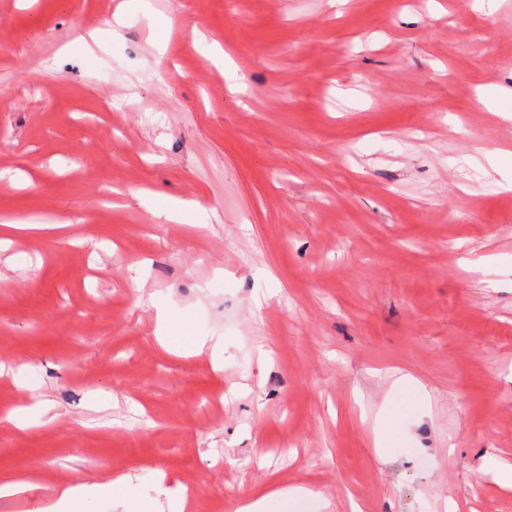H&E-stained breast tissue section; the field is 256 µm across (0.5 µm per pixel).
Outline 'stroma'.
Listing matches in <instances>:
<instances>
[{
    "label": "stroma",
    "instance_id": "obj_1",
    "mask_svg": "<svg viewBox=\"0 0 512 512\" xmlns=\"http://www.w3.org/2000/svg\"><path fill=\"white\" fill-rule=\"evenodd\" d=\"M151 3L0 0V170L44 188L0 179V221L70 237L0 252V410L50 405L0 422V476L38 469L0 512L106 473L194 512L273 483L512 512V0ZM156 193L213 215L159 223ZM161 306L222 371L161 345ZM38 404H33L31 407L23 409L17 408L8 412H3L0 415V421H8L21 429L29 428L36 425L38 421ZM164 477H159L155 491L158 497H163L167 502L169 512H186L192 509L191 498L186 487L177 484L166 486L163 483Z\"/></svg>",
    "mask_w": 512,
    "mask_h": 512
}]
</instances>
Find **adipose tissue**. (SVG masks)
Here are the masks:
<instances>
[{
	"label": "adipose tissue",
	"mask_w": 512,
	"mask_h": 512,
	"mask_svg": "<svg viewBox=\"0 0 512 512\" xmlns=\"http://www.w3.org/2000/svg\"><path fill=\"white\" fill-rule=\"evenodd\" d=\"M128 477L92 482H76L63 486L49 512H95V505L104 499L125 501L131 512L140 503L127 489ZM314 493L301 486H274L245 495L236 512H304L314 500Z\"/></svg>",
	"instance_id": "adipose-tissue-1"
}]
</instances>
